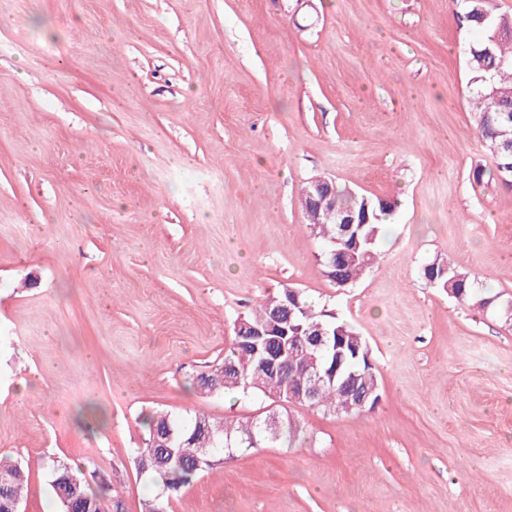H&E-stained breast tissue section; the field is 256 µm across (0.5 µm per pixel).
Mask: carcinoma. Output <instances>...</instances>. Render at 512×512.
Returning <instances> with one entry per match:
<instances>
[{
    "label": "carcinoma",
    "instance_id": "1",
    "mask_svg": "<svg viewBox=\"0 0 512 512\" xmlns=\"http://www.w3.org/2000/svg\"><path fill=\"white\" fill-rule=\"evenodd\" d=\"M457 16L467 27L479 32L481 38L468 46L467 66L471 73L470 86L476 99L477 133L490 156L491 166L478 168L473 177L480 182L489 178L504 186H512V17L497 14L492 0H455ZM312 182L303 189L302 208L307 228L323 243L319 255L324 276L337 288H346L363 277L378 257V241L383 232L384 218L391 212V202L358 196L336 188V214L365 216L368 223L354 225L360 248L351 255L337 254L336 240L343 238V225L323 218L310 196ZM424 279L436 288L468 307L491 309L506 315L509 301L492 294L480 280L438 259L422 269ZM290 287L285 286L275 296L261 302L242 319L252 326H263L283 311ZM294 319L302 334H322L325 343L303 345L288 373L260 365L239 346V337L222 362L197 374L193 383L206 394H233L244 397L258 395L272 403L300 404L321 409L331 415L352 414L363 409L361 402L349 396L341 382L321 383L306 397L299 384L318 371L331 370L335 364V346L344 354L343 378L351 379L361 388L380 384L375 366L368 363L367 341L357 329L335 316L325 307L317 308L303 293H298ZM147 437L136 457L138 473L155 486V493L144 500L142 512H171L170 504L177 493L191 485L200 475L220 462L218 455L233 451L273 446L288 448L298 428L292 419L274 408L251 420H216L204 413L189 419L157 412L147 416ZM43 468L59 506V512H90V494L83 479L65 463L49 458ZM0 512H15L21 505L28 472L18 461L0 456Z\"/></svg>",
    "mask_w": 512,
    "mask_h": 512
}]
</instances>
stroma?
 Wrapping results in <instances>:
<instances>
[{
	"label": "stroma",
	"instance_id": "1",
	"mask_svg": "<svg viewBox=\"0 0 512 512\" xmlns=\"http://www.w3.org/2000/svg\"><path fill=\"white\" fill-rule=\"evenodd\" d=\"M454 0H0V454L21 512L43 459L142 512L154 411L204 395L235 320L283 285L365 337L377 406L288 405L289 448L224 455L172 512H512V326L429 285L512 297V188L475 182ZM324 176L393 202L377 263L332 286L300 204ZM422 275L434 287L448 290V295L460 304L478 310L491 309L507 319L509 300L488 292L477 277L462 272L450 262L435 259L423 267ZM1 476L7 477L8 482L0 484V512H17L28 482V472L20 462L0 456Z\"/></svg>",
	"mask_w": 512,
	"mask_h": 512
}]
</instances>
